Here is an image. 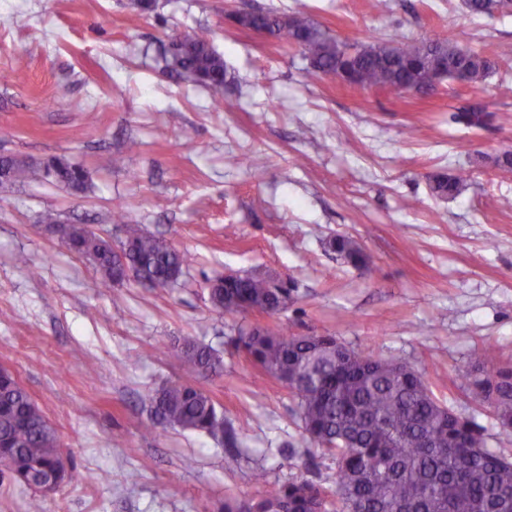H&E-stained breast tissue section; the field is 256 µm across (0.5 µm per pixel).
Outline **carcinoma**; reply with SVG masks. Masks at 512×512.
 Returning a JSON list of instances; mask_svg holds the SVG:
<instances>
[{
    "instance_id": "1",
    "label": "carcinoma",
    "mask_w": 512,
    "mask_h": 512,
    "mask_svg": "<svg viewBox=\"0 0 512 512\" xmlns=\"http://www.w3.org/2000/svg\"><path fill=\"white\" fill-rule=\"evenodd\" d=\"M491 2L463 0V5L471 15L491 17ZM239 25L277 37L285 50L300 49L319 75L334 78L347 72L349 85L362 89L400 92L429 84L440 73L477 83L493 72L498 60L512 56L507 46L493 60L441 39L411 44L374 39L349 45L303 14L254 11L240 16ZM165 65L208 87L219 95L217 103H224V57L213 48L209 31L178 37ZM21 180L83 191L88 174L63 158L38 167L24 158L0 156V185ZM431 182L437 193L453 197L461 192L466 175L437 173ZM60 231L74 253L92 258L105 286L123 282L129 268L135 282L168 288L189 266L187 253L137 224L125 225L119 254L109 240L88 233L81 224L63 225ZM328 246L356 269L371 272L352 239L332 237ZM221 282L209 299L229 316L253 310L279 314L291 300V290L270 278L231 274ZM233 344L288 388L302 423V443L336 460V480L330 488L293 481L257 498L227 500L218 512H512V458L487 448L477 425L458 421L408 363L375 358L334 336H296L262 327L239 328ZM174 355L199 374L215 373L221 366L211 347L191 339L175 347ZM492 375L500 377L492 397L496 419L502 431L512 434V367H497ZM151 414L157 424L233 443L224 413L198 386L161 388L151 398ZM61 457L56 430L25 388L0 369V465L25 487L43 491L49 485L56 490L68 477Z\"/></svg>"
}]
</instances>
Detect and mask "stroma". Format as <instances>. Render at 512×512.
Instances as JSON below:
<instances>
[{
	"label": "stroma",
	"mask_w": 512,
	"mask_h": 512,
	"mask_svg": "<svg viewBox=\"0 0 512 512\" xmlns=\"http://www.w3.org/2000/svg\"><path fill=\"white\" fill-rule=\"evenodd\" d=\"M154 3L0 0V154L65 157L89 172L82 193L0 187V368L56 429L69 473L39 495L0 476V512H28L34 498L41 512H214L295 480L333 485L334 460L300 442L288 388L232 346L241 326L333 336L408 362L511 458L512 435L476 398L472 372L483 350L491 364L512 363V209L500 205L512 169L494 164L512 152V58L477 84L362 90L226 15L300 12L347 43L439 37L491 55L512 44V13L473 17L462 0ZM200 28L224 58L231 110L165 68L171 34ZM468 112L485 123L470 125ZM460 168V194L437 196L431 175ZM48 210L115 245L124 224L140 225L191 263L168 288L102 287L91 259L42 222ZM333 236L354 240L373 276L329 251ZM230 272L291 278L295 299L277 315L226 317L206 283ZM187 338L212 347L222 372L182 366L171 349ZM181 383L210 393L236 447L153 424L151 396Z\"/></svg>",
	"instance_id": "35a3bbf8"
}]
</instances>
